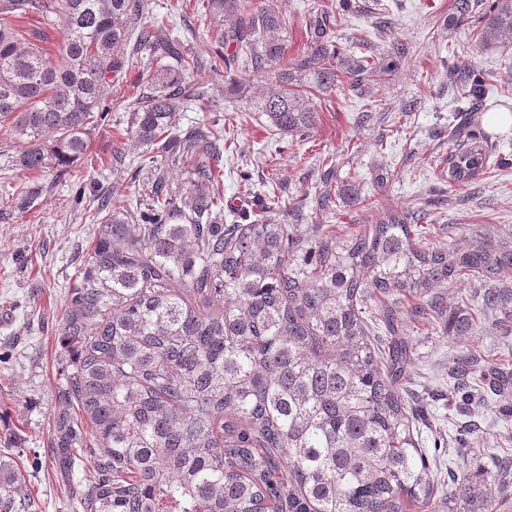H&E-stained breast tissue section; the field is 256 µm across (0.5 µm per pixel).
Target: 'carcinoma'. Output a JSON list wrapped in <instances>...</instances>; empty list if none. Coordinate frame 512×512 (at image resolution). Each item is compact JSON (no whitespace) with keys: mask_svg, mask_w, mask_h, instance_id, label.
Wrapping results in <instances>:
<instances>
[{"mask_svg":"<svg viewBox=\"0 0 512 512\" xmlns=\"http://www.w3.org/2000/svg\"><path fill=\"white\" fill-rule=\"evenodd\" d=\"M232 27L202 61L182 50L175 14L158 17L146 0H0V126L26 143L12 163L67 171L109 122L107 88L123 70L119 50L174 65L142 72L146 91L131 98V137L146 148L127 167L135 205L98 196L97 239L79 268L62 335L79 343L78 365L61 399L54 446L66 465L75 448H98L104 473L89 482L87 512H498L483 482L437 486L415 439L424 410L398 386L413 348L400 336L395 306L411 299L414 322L448 317V335L473 334L481 319L512 323V236L477 231L462 250L422 236L409 210H392L341 243L297 240L266 219L224 225L215 170L226 128L213 120L183 128L179 114L207 95L191 81L203 65L232 74L249 67L266 90L250 100L269 127L304 135L318 121L315 98L343 80L362 88L375 64L337 62L331 15L311 8L307 48L288 56L287 25L274 0H204ZM38 15L61 31L56 53L28 39L18 19ZM402 45L390 27L365 32ZM483 49L512 44V0H494L478 32ZM235 45L228 53L224 46ZM448 84L480 109L485 79L471 60L448 67ZM448 183L470 184L492 156L484 132L448 126ZM176 166L188 187H173ZM152 168L141 178L144 168ZM267 208L286 209L274 185ZM477 278L491 284L453 308L436 289ZM379 302L389 335L376 348L364 303ZM508 391L512 373L477 370L456 358L453 375L473 374ZM88 420L91 433L83 429Z\"/></svg>","mask_w":512,"mask_h":512,"instance_id":"1","label":"carcinoma"}]
</instances>
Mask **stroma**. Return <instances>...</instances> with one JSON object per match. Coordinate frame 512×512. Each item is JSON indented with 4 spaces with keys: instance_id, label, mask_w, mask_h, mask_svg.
<instances>
[{
    "instance_id": "35a3bbf8",
    "label": "stroma",
    "mask_w": 512,
    "mask_h": 512,
    "mask_svg": "<svg viewBox=\"0 0 512 512\" xmlns=\"http://www.w3.org/2000/svg\"><path fill=\"white\" fill-rule=\"evenodd\" d=\"M468 24L450 25L454 0H353V8L337 27L338 56L384 57L386 40L361 43L360 31L377 21L388 22L405 53L387 72L369 83L365 93L337 86L320 96V120L304 136L282 137L271 131L261 113H251L239 127L224 155L220 190L226 221L235 214L261 213L263 183L276 182L288 197L287 213L272 220L289 225L301 238L314 239L328 228L344 234L356 224H374L385 210L398 207L424 212V235L433 242L460 248L473 245L474 224H491L501 235L512 234V125L492 126L489 113H512V45L492 50L475 43L484 5ZM190 34L183 50L208 57L213 49L210 31L227 29L222 17L203 10L182 13ZM475 57L485 75L487 95L481 111L470 113L457 90L448 86L446 62L453 56ZM164 61L132 56L112 85L117 102L107 126L96 131L77 176L114 188V205L128 204L134 187L125 167L112 164L115 151L127 159L141 155L129 135L131 115L119 101L132 94L142 70L160 68ZM244 84L240 97L224 93L222 74L202 70L194 80L208 92L201 106L184 112L180 124L224 116L232 120L246 109L265 80L252 71H237ZM473 120L482 124L494 156L509 158L510 166L490 167L477 181L449 186L442 174L454 144L448 127ZM23 145L0 130V196L23 189L35 194L32 210H12L0 216V470L14 475L7 496L11 512H78L77 493L85 480L98 474L100 455L81 448L72 467H62L52 440L55 417L71 372L72 353L60 336L77 270L98 233L89 217L97 203L84 197L74 203V178L32 173L10 167ZM355 186L356 206L325 210L318 189ZM403 334L414 358L399 382L413 396L426 397L427 419L420 426V446L426 451L435 483L449 476L492 479L512 512V473L501 472L497 458L512 451V416L500 404L512 406V392L493 395L488 383H478L484 404L469 413L456 410L448 395L453 360L473 354L479 363L512 367V331L489 317L469 336H452L446 319L428 325L405 323Z\"/></svg>"
}]
</instances>
